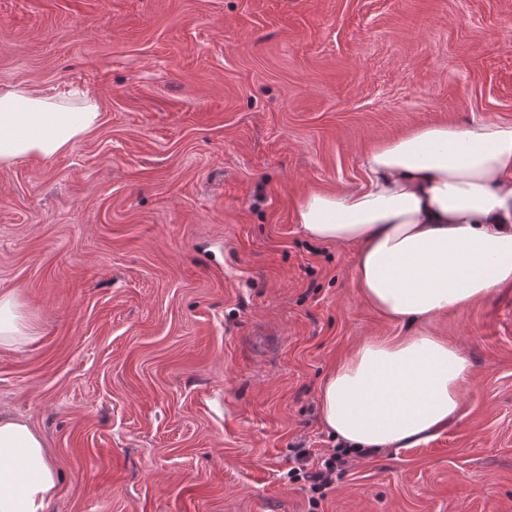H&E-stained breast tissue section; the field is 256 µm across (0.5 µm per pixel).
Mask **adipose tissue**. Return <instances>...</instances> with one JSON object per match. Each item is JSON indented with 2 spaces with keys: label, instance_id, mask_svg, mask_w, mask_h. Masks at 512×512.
Masks as SVG:
<instances>
[{
  "label": "adipose tissue",
  "instance_id": "obj_1",
  "mask_svg": "<svg viewBox=\"0 0 512 512\" xmlns=\"http://www.w3.org/2000/svg\"><path fill=\"white\" fill-rule=\"evenodd\" d=\"M97 103L0 88V165L70 148L97 124ZM360 187L312 193L296 222L316 242L356 249L363 300L401 334L365 339L323 380L321 418L349 448H409L458 417L473 367L431 331L512 283V123L435 124L362 159ZM57 470L29 424L0 415V512H49Z\"/></svg>",
  "mask_w": 512,
  "mask_h": 512
}]
</instances>
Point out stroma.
Masks as SVG:
<instances>
[{
	"instance_id": "stroma-1",
	"label": "stroma",
	"mask_w": 512,
	"mask_h": 512,
	"mask_svg": "<svg viewBox=\"0 0 512 512\" xmlns=\"http://www.w3.org/2000/svg\"><path fill=\"white\" fill-rule=\"evenodd\" d=\"M0 86L100 112L0 167V294L34 330L0 409L46 443L50 512H512V285L432 326L473 364L453 425L321 496L287 477L336 446L329 369L397 332L296 205L420 126L511 123L512 0H0Z\"/></svg>"
}]
</instances>
